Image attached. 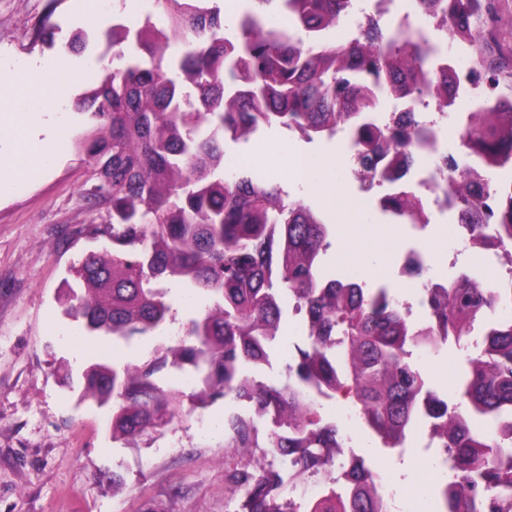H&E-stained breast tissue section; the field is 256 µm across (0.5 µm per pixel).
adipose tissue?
<instances>
[{"label":"adipose tissue","mask_w":512,"mask_h":512,"mask_svg":"<svg viewBox=\"0 0 512 512\" xmlns=\"http://www.w3.org/2000/svg\"><path fill=\"white\" fill-rule=\"evenodd\" d=\"M77 81L76 74L50 75L43 67L31 65L23 71L0 72V91L14 96L39 93L55 99L69 97ZM46 121L41 113L1 112L0 126L10 129L5 143L18 162L13 169L17 179H25L35 170L53 161L51 148L42 137Z\"/></svg>","instance_id":"ef3b65f1"}]
</instances>
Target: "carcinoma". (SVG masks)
Returning <instances> with one entry per match:
<instances>
[{"mask_svg":"<svg viewBox=\"0 0 512 512\" xmlns=\"http://www.w3.org/2000/svg\"><path fill=\"white\" fill-rule=\"evenodd\" d=\"M248 7L224 36L218 0H153L154 14L106 34L97 59L104 78L75 100L93 131L82 141L89 177L83 199L106 208L87 233L109 246L71 269L78 288L64 295L65 313L87 335L128 345L174 321L176 300L165 283L180 282L210 300L182 324L178 344L154 349L146 363L97 362L82 373V396L108 408L112 438L134 441L164 431L182 415L184 400L205 408L219 399L251 403L257 421L224 415V447L233 467L227 490L241 512H297L272 458L290 457L303 473L333 464L339 430L322 421L313 389L350 400L369 435L400 448L406 432L430 419L429 435L449 472L438 512H512V437L494 425L512 421V325L495 309L512 302V288L487 287L465 274L446 288L426 289L431 320L408 322L386 284L365 288L326 275L323 255L333 234L321 214L283 188L250 172L224 177V140L246 141L260 126L303 125L317 139L346 125L358 150V177L372 181L389 152L410 166L411 137L373 124L383 99L357 85L374 68L390 95L412 94L443 42L421 29L389 36L376 22L353 47L323 34L344 21L345 0H244ZM498 0H418L427 14L446 10L448 31L472 48V70L496 88L498 111L473 112L464 127L467 155L512 169V49L486 53L496 35ZM293 10L295 28L279 24ZM496 240L512 244V179L497 182ZM387 214L417 219L411 196L386 197ZM486 206L466 202L469 223H487ZM305 312L307 339L268 384L245 367L268 361L286 316L282 302ZM485 322L482 340L471 341ZM453 340L467 352L456 398L431 395L409 356ZM166 369L198 376L189 393L161 385ZM302 512H386L372 469L359 462L326 484Z\"/></svg>","mask_w":512,"mask_h":512,"instance_id":"cac0c4a2","label":"carcinoma"}]
</instances>
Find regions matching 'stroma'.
Instances as JSON below:
<instances>
[{"mask_svg": "<svg viewBox=\"0 0 512 512\" xmlns=\"http://www.w3.org/2000/svg\"><path fill=\"white\" fill-rule=\"evenodd\" d=\"M93 18L84 0H0V70L19 71L39 62L56 74L79 75V91L98 85L97 47L77 54L66 46L78 30L94 38L128 18L143 19L151 0H96ZM58 29L54 47L37 37L42 20ZM17 112H52L66 136L53 147L44 171L0 194V512H238L227 491L224 464V403L186 412L161 435L127 444L113 440L103 409L80 398L81 374L92 362L141 363L163 345L146 336L130 345L89 339L82 324L64 313L60 295L70 268L101 250L103 238L82 234L96 213L82 197L87 168L80 143L92 125L71 100L40 94L16 98ZM308 158V178L288 180L277 161L288 151ZM255 153L253 172L270 174L292 198L304 200L325 222L343 220L360 230L357 240L332 236L324 257L328 274L349 269L358 283L396 280L398 243L408 238L435 246L447 264L435 274L455 275L471 259L454 240L449 220L413 231H390L375 202L364 200L349 164L332 179L323 169L335 143L305 142L278 127L257 139L225 148V169L237 156ZM460 350L414 352L413 363L440 392L455 394ZM427 424L410 433L404 453L383 448L356 427L357 454L397 490L393 512H409L420 499L438 496V468L424 444ZM120 485H113L112 475Z\"/></svg>", "mask_w": 512, "mask_h": 512, "instance_id": "obj_1", "label": "stroma"}]
</instances>
